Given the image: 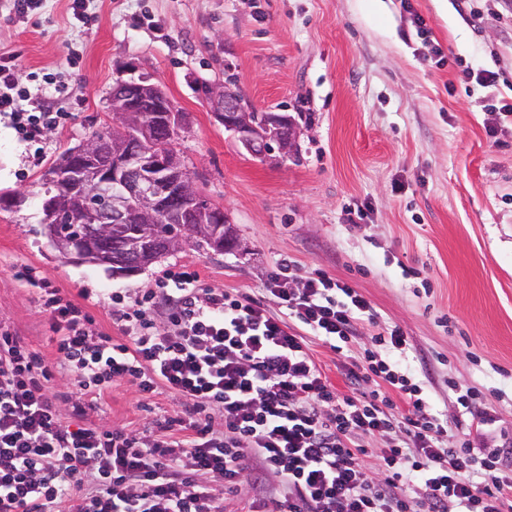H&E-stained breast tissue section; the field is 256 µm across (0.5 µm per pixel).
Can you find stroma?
Returning a JSON list of instances; mask_svg holds the SVG:
<instances>
[{
    "instance_id": "stroma-1",
    "label": "stroma",
    "mask_w": 512,
    "mask_h": 512,
    "mask_svg": "<svg viewBox=\"0 0 512 512\" xmlns=\"http://www.w3.org/2000/svg\"><path fill=\"white\" fill-rule=\"evenodd\" d=\"M418 35L400 0H92L87 23L70 0H44L29 19L0 9V56H16L19 85L53 74L63 125L40 147L19 143L0 115V322L57 361L49 316L22 268L85 307L93 334H123L113 290L144 293L163 272L196 271L204 288L242 290L277 311L266 292L276 259L299 276L320 270L348 282L380 323L403 329L414 377L443 421L469 424L456 388L482 392L512 439V17L475 21L469 0H411ZM439 46L441 55L431 53ZM482 69L496 86L477 83ZM147 73L186 115L174 147L200 192L223 209L240 240L231 252L185 244L143 271L64 259L44 234V175L68 148L107 124L118 80ZM232 78L259 112L291 115L296 150L248 153L211 112L205 85ZM364 220H356L358 210ZM343 351L312 340L337 387L369 344ZM97 426L140 428L173 413L172 394L145 399L135 380L88 391Z\"/></svg>"
}]
</instances>
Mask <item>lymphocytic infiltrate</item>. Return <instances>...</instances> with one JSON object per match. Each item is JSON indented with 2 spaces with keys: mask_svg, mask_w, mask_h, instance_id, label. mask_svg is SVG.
Wrapping results in <instances>:
<instances>
[{
  "mask_svg": "<svg viewBox=\"0 0 512 512\" xmlns=\"http://www.w3.org/2000/svg\"><path fill=\"white\" fill-rule=\"evenodd\" d=\"M16 69L15 56L0 57V114L38 144L64 115L51 77L32 91ZM294 271L287 256L273 265L275 314L250 293L199 287L189 271L137 298L113 292L121 343L91 337L85 309L40 282L59 365L0 325V512H224L247 480L260 491L238 512H512V446L490 436L478 392L457 396L478 411L476 428L449 430L414 381L401 328L379 326L363 295L324 272L289 287ZM367 325L372 346L345 365L341 392L308 339L347 344ZM57 375L66 390H50ZM128 377L143 396L183 401L154 419L153 438L84 422L83 391ZM370 379L375 389L360 391ZM375 433L387 442L368 471L355 439Z\"/></svg>",
  "mask_w": 512,
  "mask_h": 512,
  "instance_id": "obj_1",
  "label": "lymphocytic infiltrate"
}]
</instances>
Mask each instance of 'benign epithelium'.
I'll return each instance as SVG.
<instances>
[{
    "label": "benign epithelium",
    "mask_w": 512,
    "mask_h": 512,
    "mask_svg": "<svg viewBox=\"0 0 512 512\" xmlns=\"http://www.w3.org/2000/svg\"><path fill=\"white\" fill-rule=\"evenodd\" d=\"M205 94L216 118L247 152L264 155L274 145L286 156L296 149L297 128L287 114L271 110L264 122H258L230 80L207 87ZM144 103L166 113V120L140 123L139 133L130 134L129 118ZM110 112L112 123L103 139L86 138L58 162L57 172L68 181L70 195L55 194L44 202L45 231L52 246L70 262L113 266L121 274L133 275L140 271V259L133 247L112 239V225L140 224L164 203L169 218L188 222V229L198 231L215 223L216 211L204 201L172 147L182 119L161 84L145 74L118 81L110 96ZM73 194L84 200L83 206L71 205ZM62 221L98 224L105 231L89 241L65 239L55 232V224Z\"/></svg>",
    "instance_id": "1"
}]
</instances>
